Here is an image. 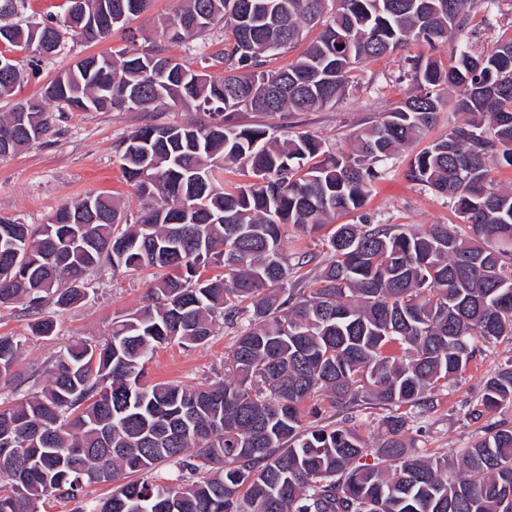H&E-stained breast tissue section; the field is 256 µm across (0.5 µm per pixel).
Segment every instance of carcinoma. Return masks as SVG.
<instances>
[{
	"mask_svg": "<svg viewBox=\"0 0 512 512\" xmlns=\"http://www.w3.org/2000/svg\"><path fill=\"white\" fill-rule=\"evenodd\" d=\"M112 27L150 0H106ZM165 22L178 41L224 23L231 39L214 78L150 46L93 55L58 75L0 121V155L47 134L45 104L72 112L195 107L207 125L145 124L117 146L123 179L153 201L135 220L103 193L65 204L37 227L0 218V307L34 317L87 295L107 263L128 273L170 270L150 302L112 323L103 344L79 341L44 368L49 384L0 408V512H40L75 501L92 483L112 494L76 512H512V426L487 428L457 460L411 452L410 416L483 350L512 340V187H491L490 163L512 166V36L489 49L471 28L496 0H184ZM28 0H0V57L41 56L39 37L62 31L87 42L78 14L9 22ZM322 31L284 69L265 68ZM453 42L448 65L409 59L412 92L336 155L309 131L272 138L236 114L312 112L333 106L357 68L410 43ZM344 48H338V45ZM24 82L18 61L0 71V97ZM464 116L409 164L408 177L452 202L461 234L446 224H373L360 214L378 163L418 140L446 105ZM27 109V129L16 114ZM9 150H3L4 139ZM239 169L245 184L224 183ZM357 215L323 240L327 259L308 290L286 292L294 269L282 226L314 233L336 215ZM222 273L209 275L210 269ZM246 326L224 378L195 388L145 379L158 347L213 336V316ZM23 340L0 335V380L19 388ZM324 393L350 409L370 396L388 407L373 463L355 426L307 425L304 404ZM512 404V361L485 379L481 406ZM162 463L167 484L137 478Z\"/></svg>",
	"mask_w": 512,
	"mask_h": 512,
	"instance_id": "1",
	"label": "carcinoma"
}]
</instances>
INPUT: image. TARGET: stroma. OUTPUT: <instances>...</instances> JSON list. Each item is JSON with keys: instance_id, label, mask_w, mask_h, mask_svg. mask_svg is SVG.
Here are the masks:
<instances>
[{"instance_id": "stroma-1", "label": "stroma", "mask_w": 512, "mask_h": 512, "mask_svg": "<svg viewBox=\"0 0 512 512\" xmlns=\"http://www.w3.org/2000/svg\"><path fill=\"white\" fill-rule=\"evenodd\" d=\"M181 6V0H152L149 10L98 43L84 44L64 38L59 51L46 56L36 70H29L27 53L16 59L26 69L21 87L10 97L0 98V114L9 112L14 102L27 99L61 72L82 58L103 52H123L150 45L162 55L181 58L190 67H198L201 57H209L211 76L224 74L220 57L229 32L215 26L201 35H189L179 42L168 39L164 22ZM422 46L411 44L377 61L361 65L356 79L336 106L316 112H298L288 116L242 112L241 124H262L269 131L308 130L318 135L335 153H349L355 136L380 120L383 113L412 91L405 73L406 57L422 53ZM51 128L43 139L7 155H0V217L23 224H46L63 204L89 193L119 197L124 211L137 216L143 201L123 179L115 146L132 129L144 124H203L208 113L192 107L164 112H72L58 102L47 106ZM407 149L386 161L383 174L375 182L365 211L375 224H456L457 218L445 199L411 182L406 172L414 156ZM326 230L304 233L287 228L282 245L289 257L312 255V262L301 270L303 278L313 277L325 255L319 245ZM157 276L147 269L129 275L103 265L91 275L87 297L55 312L56 333L45 338L32 335V319L20 309L0 308V334L21 338L24 342L16 367L24 384L20 391L0 385V405H11L17 394L40 391L46 384L41 368L52 356L79 340L103 342L112 333V320L133 311L146 302L148 290ZM236 334L223 319H216L211 341L202 347L163 346L146 362V377L151 382H179L188 386L212 383L224 376V362ZM512 360V341L505 339L487 348L471 362L461 378L449 381L434 397L429 411L412 409L410 434L420 455L436 458L455 457L484 434L486 422L512 426V404H505L491 419L475 418L485 377L501 364Z\"/></svg>"}]
</instances>
